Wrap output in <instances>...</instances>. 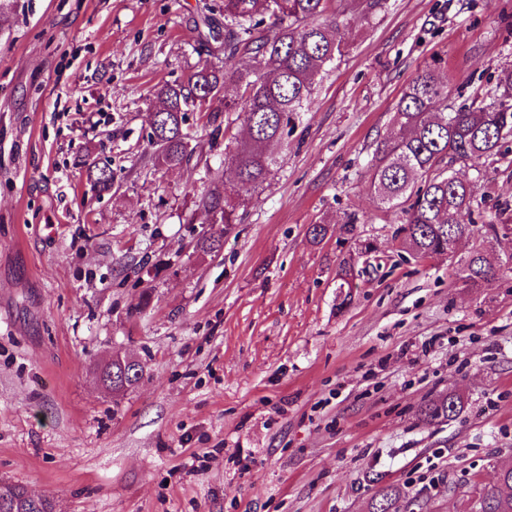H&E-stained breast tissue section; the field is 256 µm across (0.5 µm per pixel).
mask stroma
I'll return each instance as SVG.
<instances>
[{"instance_id": "obj_1", "label": "stroma", "mask_w": 512, "mask_h": 512, "mask_svg": "<svg viewBox=\"0 0 512 512\" xmlns=\"http://www.w3.org/2000/svg\"><path fill=\"white\" fill-rule=\"evenodd\" d=\"M222 4L15 0L0 23V480L57 512H369L388 486L392 512H465L512 467V271L471 285L405 252L370 161L419 69L466 98L512 69V0L349 10L277 166L202 253L194 202L243 115L189 113L198 148L168 169L148 114L223 66L194 26ZM454 170L487 189L461 252L512 254V163ZM118 351L146 371L114 394L94 368ZM451 391L460 413L424 421Z\"/></svg>"}]
</instances>
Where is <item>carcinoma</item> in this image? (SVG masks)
Listing matches in <instances>:
<instances>
[{
    "mask_svg": "<svg viewBox=\"0 0 512 512\" xmlns=\"http://www.w3.org/2000/svg\"><path fill=\"white\" fill-rule=\"evenodd\" d=\"M346 0H224L222 16L206 5L195 29L200 41L215 44L212 54H224V62L246 56L250 64L232 71L202 68L185 84H164L154 96L149 113L151 141L158 147L157 161L167 168L188 163L194 153L189 133L183 130L191 107L241 111L247 136L236 143L225 173L214 176V186L195 206L222 225L202 235L197 248L203 253L222 247L224 235L237 224L238 204L226 193L224 182L235 188L238 200L257 192L271 174L272 149L284 147L288 126L306 103L318 78L341 54L344 39L340 17ZM240 91L236 99H224V108H212L224 84ZM395 131L380 142L374 153L371 183L382 209L403 224L404 245L415 255L445 256L451 246L472 234L466 222L475 201L476 184L455 180L456 163H472L507 157L505 144L512 137V70L501 72L482 99L458 106L448 103V86L436 71L425 67L406 86L393 116ZM88 176L99 193L112 191V169L89 164ZM424 183L414 187L415 180ZM460 279L479 284L491 280L494 268L481 249L471 250L470 260L458 268ZM145 365L124 370L112 363V382L130 389L143 377ZM462 409L461 397L442 396L421 410L424 421L450 420ZM399 491L386 487L371 512H388ZM0 512H54L46 498H31L20 484L0 482ZM472 512H512V469L500 473L497 483L479 488Z\"/></svg>",
    "mask_w": 512,
    "mask_h": 512,
    "instance_id": "1",
    "label": "carcinoma"
}]
</instances>
